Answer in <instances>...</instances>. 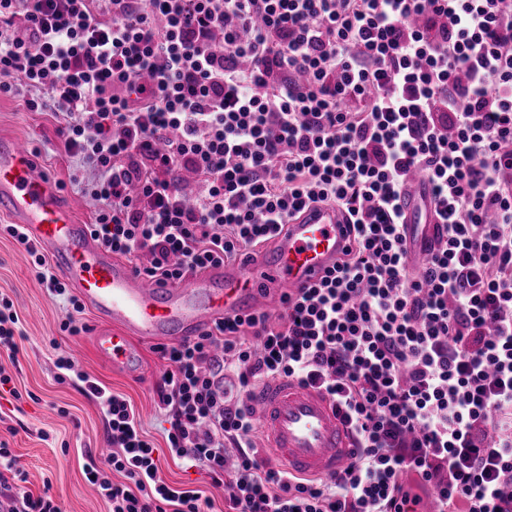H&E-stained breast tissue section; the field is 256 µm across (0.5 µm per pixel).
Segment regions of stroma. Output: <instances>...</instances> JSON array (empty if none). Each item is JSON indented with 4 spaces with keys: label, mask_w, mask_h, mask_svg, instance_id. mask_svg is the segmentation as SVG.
Segmentation results:
<instances>
[{
    "label": "stroma",
    "mask_w": 512,
    "mask_h": 512,
    "mask_svg": "<svg viewBox=\"0 0 512 512\" xmlns=\"http://www.w3.org/2000/svg\"><path fill=\"white\" fill-rule=\"evenodd\" d=\"M31 96L24 87L0 94V135L27 141L36 152L40 169L75 203L80 220L90 223L96 203L73 184L76 168L56 150L54 119L28 110L26 101ZM8 222V217L0 215V295L13 302L23 334L18 340L19 365L11 371L20 395L15 398L0 390V439L8 442L33 495L50 493L61 512H108L84 468L87 454L100 457L108 451L103 413L74 387L55 381V355L60 350L70 352L83 371L126 396L144 429L157 441L165 423L158 408L156 384L166 364L152 346L146 345L142 348L143 375L118 373L97 359L88 333L70 336L61 331L69 308L63 300L48 295L25 251L2 232V225ZM160 475L170 484L203 490L212 501V512H224V490L212 485L204 472L165 454Z\"/></svg>",
    "instance_id": "35a3bbf8"
}]
</instances>
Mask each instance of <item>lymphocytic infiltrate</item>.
Returning <instances> with one entry per match:
<instances>
[{
	"instance_id": "lymphocytic-infiltrate-1",
	"label": "lymphocytic infiltrate",
	"mask_w": 512,
	"mask_h": 512,
	"mask_svg": "<svg viewBox=\"0 0 512 512\" xmlns=\"http://www.w3.org/2000/svg\"><path fill=\"white\" fill-rule=\"evenodd\" d=\"M21 84L93 174V237L149 278L236 259L310 203L349 216L351 248L279 318L155 349L169 454L228 512H416L410 472L436 512H512V0H0V93ZM414 171L444 230L421 275L400 206ZM5 230L79 335L43 248ZM54 366L104 414L111 452L85 471L109 512H210L161 477L129 399L67 353ZM278 379L343 408L340 474L254 447L246 397ZM24 479L0 440V512H61Z\"/></svg>"
}]
</instances>
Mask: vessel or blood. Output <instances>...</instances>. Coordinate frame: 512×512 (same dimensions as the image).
Here are the masks:
<instances>
[{"mask_svg": "<svg viewBox=\"0 0 512 512\" xmlns=\"http://www.w3.org/2000/svg\"><path fill=\"white\" fill-rule=\"evenodd\" d=\"M426 183L414 176L401 205L410 223L426 206ZM49 251L59 277L75 290L97 328L92 347L113 370L140 375L144 343L183 342L213 324L277 306L286 293L320 282L346 248L345 219L335 208H308L267 248L215 265L174 284L138 274L95 240L72 202L42 173L27 141L0 137V214ZM268 452L287 471L332 476L354 445L334 402L320 390L275 380L247 399Z\"/></svg>", "mask_w": 512, "mask_h": 512, "instance_id": "b4317fda", "label": "vessel or blood"}]
</instances>
